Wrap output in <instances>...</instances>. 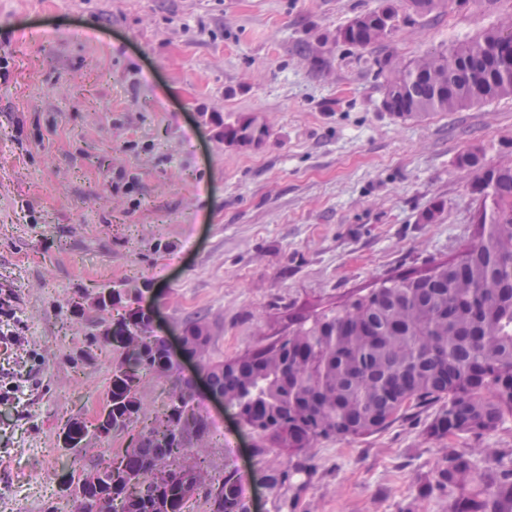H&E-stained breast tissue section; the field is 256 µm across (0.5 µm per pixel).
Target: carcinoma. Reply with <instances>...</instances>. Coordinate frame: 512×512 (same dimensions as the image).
<instances>
[{
    "label": "carcinoma",
    "instance_id": "obj_1",
    "mask_svg": "<svg viewBox=\"0 0 512 512\" xmlns=\"http://www.w3.org/2000/svg\"><path fill=\"white\" fill-rule=\"evenodd\" d=\"M380 17L382 25L362 31L346 25L336 40L357 48L383 41L396 30L399 11L385 4L363 15L369 22ZM505 38L512 39V18L447 54L397 64L385 76L386 93L406 94L408 102L390 112H452L512 95V62L500 52ZM222 135L233 145L259 141L266 129L249 118L224 125ZM472 190L488 222L476 225L473 241L448 261L355 291L334 309L291 315L286 334L225 362L209 356L205 321L185 325L190 339L204 342L214 388L246 426L305 455L321 440L381 432L414 408L436 409L429 428L436 437L481 435L512 418V162L477 170ZM124 333L119 321L112 337H89L91 347L120 352L106 399L114 431L144 415L138 397L144 376L175 369L163 340L147 336L139 351L127 352ZM191 420L196 411L186 413L170 398L121 460L98 469L100 485L67 493L75 512H92L99 494L111 497L112 512H154L157 499L170 512H184L181 477L154 487L149 474L161 462L180 466L184 446L176 429ZM434 486L448 491V512H512V463L499 459L479 468L450 448ZM219 487L223 512H248L235 471L224 473Z\"/></svg>",
    "mask_w": 512,
    "mask_h": 512
}]
</instances>
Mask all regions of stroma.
<instances>
[{
    "label": "stroma",
    "instance_id": "1",
    "mask_svg": "<svg viewBox=\"0 0 512 512\" xmlns=\"http://www.w3.org/2000/svg\"><path fill=\"white\" fill-rule=\"evenodd\" d=\"M383 0H0V496L62 505L72 474L129 448L90 424L118 351L86 338L138 288L155 333L207 322L213 359L282 335L290 314L458 255L478 207L472 171L512 160V95L399 118L380 67L449 52L512 0H439L380 45L337 42ZM266 136L225 144V124ZM208 471H237L248 512H448L431 489L449 449L512 459V421L436 438L429 409L327 439L298 459L199 396ZM85 425L79 447L63 437ZM289 478L275 489L265 474Z\"/></svg>",
    "mask_w": 512,
    "mask_h": 512
}]
</instances>
